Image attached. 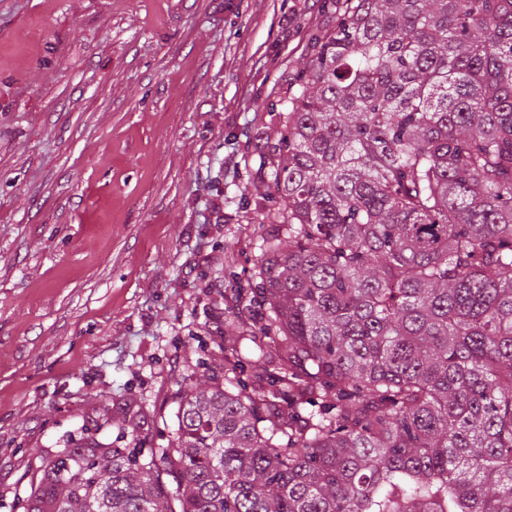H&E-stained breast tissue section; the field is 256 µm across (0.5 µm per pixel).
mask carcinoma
I'll list each match as a JSON object with an SVG mask.
<instances>
[{
  "label": "carcinoma",
  "mask_w": 512,
  "mask_h": 512,
  "mask_svg": "<svg viewBox=\"0 0 512 512\" xmlns=\"http://www.w3.org/2000/svg\"><path fill=\"white\" fill-rule=\"evenodd\" d=\"M267 141L281 375H188L42 456L23 512H512V0H344Z\"/></svg>",
  "instance_id": "1"
}]
</instances>
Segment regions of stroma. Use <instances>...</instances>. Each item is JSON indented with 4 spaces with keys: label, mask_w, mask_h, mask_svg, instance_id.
Returning <instances> with one entry per match:
<instances>
[{
    "label": "stroma",
    "mask_w": 512,
    "mask_h": 512,
    "mask_svg": "<svg viewBox=\"0 0 512 512\" xmlns=\"http://www.w3.org/2000/svg\"><path fill=\"white\" fill-rule=\"evenodd\" d=\"M323 0H0V512L43 449L171 394L261 311L237 296L274 224L262 144Z\"/></svg>",
    "instance_id": "1"
}]
</instances>
